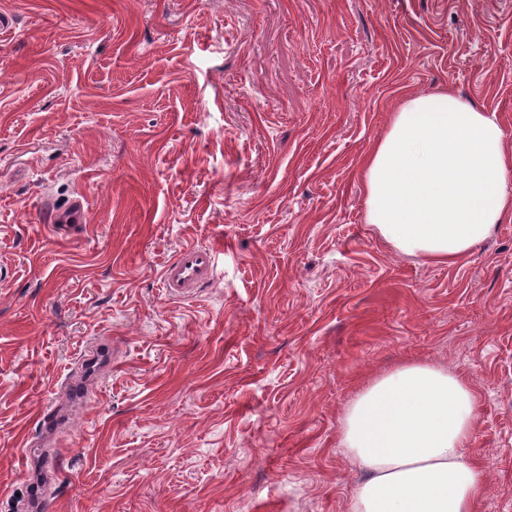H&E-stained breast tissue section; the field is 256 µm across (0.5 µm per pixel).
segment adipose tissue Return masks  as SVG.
I'll return each instance as SVG.
<instances>
[{
  "label": "adipose tissue",
  "mask_w": 512,
  "mask_h": 512,
  "mask_svg": "<svg viewBox=\"0 0 512 512\" xmlns=\"http://www.w3.org/2000/svg\"><path fill=\"white\" fill-rule=\"evenodd\" d=\"M359 178L367 222L426 262H460L512 221L503 128L449 88L405 96ZM477 418L471 384L447 368L408 361L372 380L343 418L341 446L366 472L350 512H477Z\"/></svg>",
  "instance_id": "obj_1"
}]
</instances>
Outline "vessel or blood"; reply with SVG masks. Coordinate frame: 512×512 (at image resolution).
Listing matches in <instances>:
<instances>
[{
	"mask_svg": "<svg viewBox=\"0 0 512 512\" xmlns=\"http://www.w3.org/2000/svg\"><path fill=\"white\" fill-rule=\"evenodd\" d=\"M87 210L82 200L56 211L53 221L61 233L74 231L85 223ZM215 271V252L212 248L187 246L166 263L162 271V286L172 297L188 296L195 288L210 282Z\"/></svg>",
	"mask_w": 512,
	"mask_h": 512,
	"instance_id": "obj_1",
	"label": "vessel or blood"
}]
</instances>
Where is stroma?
<instances>
[{"mask_svg":"<svg viewBox=\"0 0 512 512\" xmlns=\"http://www.w3.org/2000/svg\"><path fill=\"white\" fill-rule=\"evenodd\" d=\"M0 512H349L359 387L464 375L512 512V222L395 251L358 168L451 88L512 151V0H0ZM88 222H50L74 198ZM217 250L165 294L180 248ZM57 409L47 433L42 417ZM215 271V251L209 247L186 246L162 271V288L171 297L188 296L210 282Z\"/></svg>","mask_w":512,"mask_h":512,"instance_id":"stroma-1","label":"stroma"}]
</instances>
